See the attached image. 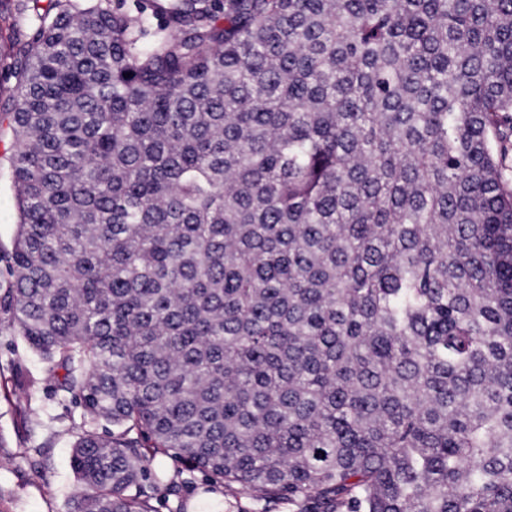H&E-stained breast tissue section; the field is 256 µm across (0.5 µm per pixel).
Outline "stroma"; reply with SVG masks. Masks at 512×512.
Returning <instances> with one entry per match:
<instances>
[{"instance_id":"stroma-1","label":"stroma","mask_w":512,"mask_h":512,"mask_svg":"<svg viewBox=\"0 0 512 512\" xmlns=\"http://www.w3.org/2000/svg\"><path fill=\"white\" fill-rule=\"evenodd\" d=\"M12 136L0 132V289L9 279L6 256L16 234L18 213L9 163ZM37 377L35 387L15 386V373ZM83 431V411L72 399L57 393L54 380L42 372V362L0 314V512H70L78 480L69 461L72 447ZM44 448L47 466L36 465L35 448ZM177 474L178 495L165 485L144 482L157 512H296L286 499L262 500L237 491L215 490L198 472L176 473L170 459L157 463Z\"/></svg>"}]
</instances>
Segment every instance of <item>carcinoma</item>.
<instances>
[{
    "label": "carcinoma",
    "mask_w": 512,
    "mask_h": 512,
    "mask_svg": "<svg viewBox=\"0 0 512 512\" xmlns=\"http://www.w3.org/2000/svg\"><path fill=\"white\" fill-rule=\"evenodd\" d=\"M4 2L0 310L91 426L72 512H155L160 457L512 512V0ZM12 24V17L3 4L0 6V53L4 63L10 61V56L16 50L12 39ZM12 136L6 123L0 129V289L5 288L10 276L6 256L11 251L16 234L18 213L15 207V191L9 163Z\"/></svg>",
    "instance_id": "carcinoma-1"
}]
</instances>
